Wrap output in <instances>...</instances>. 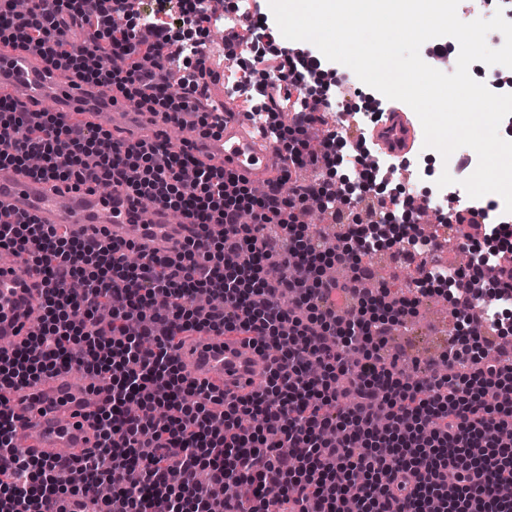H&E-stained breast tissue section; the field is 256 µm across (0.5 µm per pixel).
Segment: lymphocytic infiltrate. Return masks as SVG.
Masks as SVG:
<instances>
[{"mask_svg":"<svg viewBox=\"0 0 512 512\" xmlns=\"http://www.w3.org/2000/svg\"><path fill=\"white\" fill-rule=\"evenodd\" d=\"M82 29L76 45L67 33ZM171 32L143 26L132 0H0V41L36 50L80 83L120 88L126 98L181 124L194 113L202 137L219 136L224 115L202 106L196 89L204 59L184 66L182 92H169L172 58L160 54ZM321 62L303 51L282 54L274 75L241 79L264 97L268 128L287 142L279 179L258 196L223 168L201 163L169 140L117 146L109 133L28 111L0 98V165L45 181L127 187L199 229L178 257H142L127 264L128 244L99 234L79 237L27 218L0 221V247L21 257L42 281L40 332L0 355V386H24L73 369L106 380V404L95 422L98 442L80 460L40 459L12 445L14 422L0 407V512H211L225 485L241 493L225 512H512L500 495L512 482V364L472 352L484 318L477 305L453 311L457 336L450 377L428 369L414 382L384 350L393 324L417 313L386 290L363 287L366 239H309L307 202L324 201L333 223L374 222L381 198L362 195L351 210L319 178L283 193L302 169H323L340 143L308 141L317 117L300 108L290 125L279 119L282 86L303 91ZM345 272L325 279L322 259ZM281 265L270 278V264ZM345 290L337 312L331 294ZM208 329L252 336L270 368L262 390L237 399L190 380L174 352L184 333ZM138 464L141 484L125 483ZM209 479L200 482V471ZM111 497L97 494L101 484Z\"/></svg>","mask_w":512,"mask_h":512,"instance_id":"f902f5d3","label":"lymphocytic infiltrate"}]
</instances>
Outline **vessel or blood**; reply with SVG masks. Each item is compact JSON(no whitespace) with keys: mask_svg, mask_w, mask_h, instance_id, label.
Wrapping results in <instances>:
<instances>
[{"mask_svg":"<svg viewBox=\"0 0 512 512\" xmlns=\"http://www.w3.org/2000/svg\"><path fill=\"white\" fill-rule=\"evenodd\" d=\"M0 97L19 99L28 107L52 98L64 118L84 117L92 128L123 132L128 142L154 141L163 123L142 111L120 92L100 96L93 87L74 82L51 67L33 50L0 44ZM382 150L400 156L415 141L402 110H387L375 127ZM197 159L223 165L236 179L268 184L278 175L272 144L252 138L237 114H225L220 137L198 142ZM0 215L26 217L39 224L64 225L71 233L104 232L117 243L133 244L146 255L177 257L196 233L191 219L172 222L163 207L143 213L125 189L104 194L95 188L67 189L34 178L26 170L0 166ZM41 282L32 271L0 260V353L12 352L39 326L32 315L42 303ZM191 380L218 387L227 394L246 395L265 378V362L252 345H225L223 337L203 336L177 349ZM14 417V434L29 452L55 455L60 450L81 455L93 448V421L104 403L105 391L63 372L23 387L5 390Z\"/></svg>","mask_w":512,"mask_h":512,"instance_id":"vessel-or-blood-1","label":"vessel or blood"}]
</instances>
